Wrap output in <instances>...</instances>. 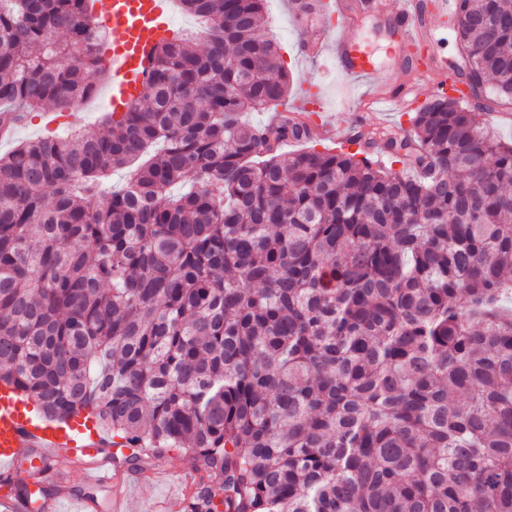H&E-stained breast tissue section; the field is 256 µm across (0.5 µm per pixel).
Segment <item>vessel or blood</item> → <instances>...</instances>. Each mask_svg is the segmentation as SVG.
I'll return each mask as SVG.
<instances>
[{"instance_id": "b4317fda", "label": "vessel or blood", "mask_w": 512, "mask_h": 512, "mask_svg": "<svg viewBox=\"0 0 512 512\" xmlns=\"http://www.w3.org/2000/svg\"><path fill=\"white\" fill-rule=\"evenodd\" d=\"M291 8L294 18L312 13L323 27L338 30L337 36L318 34L302 43L303 54L326 56L347 78L369 80L373 99L388 102L395 110L404 107L406 92L391 89L387 77L403 61L409 45L430 39L417 10L398 9L385 0H291ZM369 15L383 20L388 29L385 57H378L358 31L360 20ZM104 20L112 72L107 97L113 111L124 112L139 102L154 49L169 35V0H106ZM106 445L91 422L65 428L51 425L35 413L21 391L0 382V486L38 487L49 482L52 453L63 448L68 455L87 460L86 483L111 492L113 512H122L120 504L131 485L105 460Z\"/></svg>"}]
</instances>
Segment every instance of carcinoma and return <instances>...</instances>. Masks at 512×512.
Listing matches in <instances>:
<instances>
[{
  "label": "carcinoma",
  "mask_w": 512,
  "mask_h": 512,
  "mask_svg": "<svg viewBox=\"0 0 512 512\" xmlns=\"http://www.w3.org/2000/svg\"><path fill=\"white\" fill-rule=\"evenodd\" d=\"M90 2L0 0V130L95 92ZM180 2L208 48L161 42L147 107L0 156V381L190 455L180 512H512V143L440 92L356 152L254 126L290 86L264 0ZM453 21L512 99V0Z\"/></svg>",
  "instance_id": "1"
}]
</instances>
